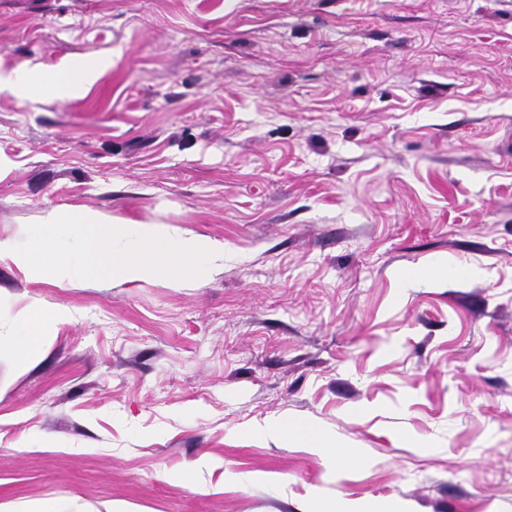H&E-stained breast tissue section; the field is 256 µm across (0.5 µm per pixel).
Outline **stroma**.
I'll return each mask as SVG.
<instances>
[{
  "label": "stroma",
  "instance_id": "35a3bbf8",
  "mask_svg": "<svg viewBox=\"0 0 512 512\" xmlns=\"http://www.w3.org/2000/svg\"><path fill=\"white\" fill-rule=\"evenodd\" d=\"M74 206L224 265L0 258L12 512H512V0H0V241ZM90 72L82 68H74L55 75H46L27 66H20L10 79L11 84L26 97H63L69 90L86 83ZM42 318L38 313H31L23 319V336H26L18 348V353L25 358L37 353L39 349V332Z\"/></svg>",
  "mask_w": 512,
  "mask_h": 512
}]
</instances>
